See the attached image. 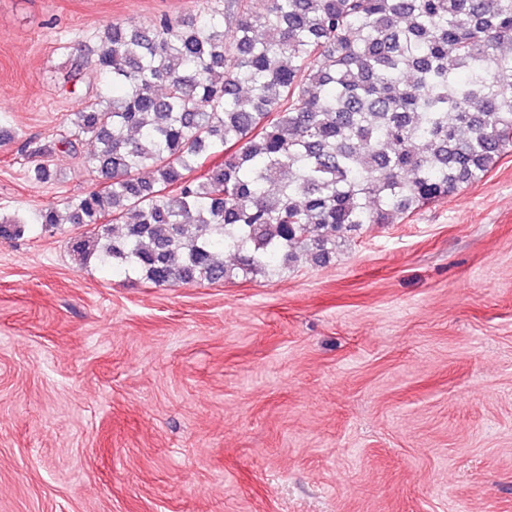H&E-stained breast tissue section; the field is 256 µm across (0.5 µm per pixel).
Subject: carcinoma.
Listing matches in <instances>:
<instances>
[{
    "instance_id": "1",
    "label": "carcinoma",
    "mask_w": 512,
    "mask_h": 512,
    "mask_svg": "<svg viewBox=\"0 0 512 512\" xmlns=\"http://www.w3.org/2000/svg\"><path fill=\"white\" fill-rule=\"evenodd\" d=\"M505 46L512 0H214L110 22L72 74L93 66L95 94L25 151L38 182L61 180L59 152L106 185L0 220V239L90 226L79 259L169 287L325 264L512 150Z\"/></svg>"
}]
</instances>
